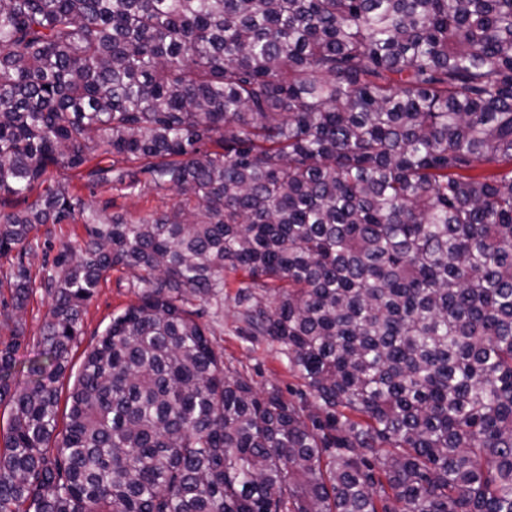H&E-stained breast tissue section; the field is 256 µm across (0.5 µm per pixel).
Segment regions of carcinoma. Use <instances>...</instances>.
I'll return each instance as SVG.
<instances>
[{
  "instance_id": "carcinoma-1",
  "label": "carcinoma",
  "mask_w": 512,
  "mask_h": 512,
  "mask_svg": "<svg viewBox=\"0 0 512 512\" xmlns=\"http://www.w3.org/2000/svg\"><path fill=\"white\" fill-rule=\"evenodd\" d=\"M56 166L178 201L43 263L29 383L0 349V512H512V0H0L14 310L39 227L86 211ZM108 270L137 302L60 432ZM231 274L299 401L212 348L192 301ZM133 282L135 278L128 272L109 271L104 274L94 296L86 303L82 314V335L78 336L73 344L68 368L57 384L60 393L59 430L64 427L66 421L67 398L74 378L81 368L85 351L96 342L110 323L112 314L136 302Z\"/></svg>"
}]
</instances>
